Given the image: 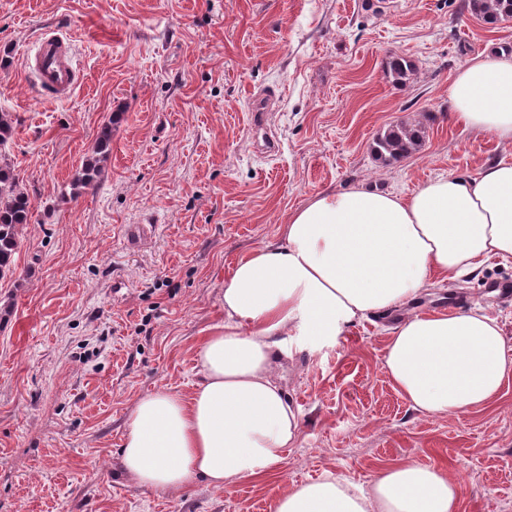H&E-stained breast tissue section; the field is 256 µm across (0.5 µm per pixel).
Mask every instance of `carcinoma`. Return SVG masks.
<instances>
[{
  "label": "carcinoma",
  "mask_w": 512,
  "mask_h": 512,
  "mask_svg": "<svg viewBox=\"0 0 512 512\" xmlns=\"http://www.w3.org/2000/svg\"><path fill=\"white\" fill-rule=\"evenodd\" d=\"M471 13L487 24L512 19V0H469ZM414 63L404 55L393 54L385 63L388 77L395 83L410 79ZM112 142V122L102 125L92 146L76 170V188L95 187ZM423 142L420 127L406 124L389 126L378 134L371 146L375 158L383 164H393L416 151ZM34 205L23 187L16 166L0 152V277L12 273L13 256L20 243V230L32 223Z\"/></svg>",
  "instance_id": "cac0c4a2"
}]
</instances>
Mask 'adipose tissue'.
<instances>
[{
    "label": "adipose tissue",
    "mask_w": 512,
    "mask_h": 512,
    "mask_svg": "<svg viewBox=\"0 0 512 512\" xmlns=\"http://www.w3.org/2000/svg\"><path fill=\"white\" fill-rule=\"evenodd\" d=\"M448 119L512 144V53L475 56L449 89ZM512 260V160L477 176L434 178L412 194L365 187L313 196L279 243L251 250L224 282V321L200 341L202 382L190 398L168 388L137 400L121 451L140 486L173 492L259 479L282 463L300 416L274 374L296 336L316 347L357 321L414 302L433 279ZM382 368L411 408L443 417L494 404L512 379V346L475 307L403 319ZM460 484L443 463L407 458L367 487L340 477L290 485L274 512H459Z\"/></svg>",
    "instance_id": "obj_1"
}]
</instances>
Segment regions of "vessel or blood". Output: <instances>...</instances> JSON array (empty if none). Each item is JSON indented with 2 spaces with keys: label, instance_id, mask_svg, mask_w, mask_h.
Returning a JSON list of instances; mask_svg holds the SVG:
<instances>
[{
  "label": "vessel or blood",
  "instance_id": "vessel-or-blood-1",
  "mask_svg": "<svg viewBox=\"0 0 512 512\" xmlns=\"http://www.w3.org/2000/svg\"><path fill=\"white\" fill-rule=\"evenodd\" d=\"M23 69L46 98L69 97L80 81L70 39L57 32L41 33L33 54L24 56Z\"/></svg>",
  "mask_w": 512,
  "mask_h": 512
}]
</instances>
